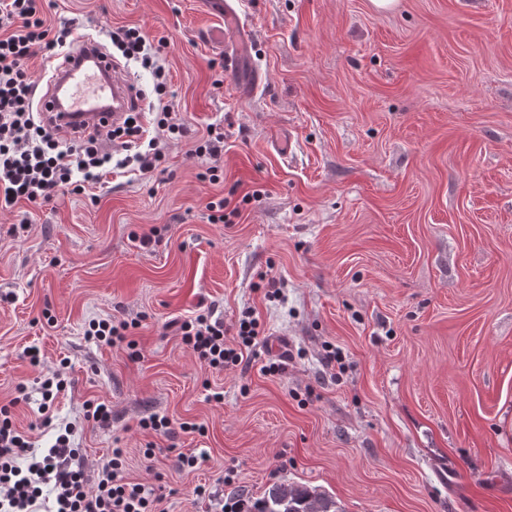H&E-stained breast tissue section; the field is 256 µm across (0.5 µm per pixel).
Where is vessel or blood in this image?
<instances>
[{
	"label": "vessel or blood",
	"instance_id": "1",
	"mask_svg": "<svg viewBox=\"0 0 512 512\" xmlns=\"http://www.w3.org/2000/svg\"><path fill=\"white\" fill-rule=\"evenodd\" d=\"M118 71L91 34L79 35L39 96L41 119L71 141L118 125L138 104L134 81L119 77Z\"/></svg>",
	"mask_w": 512,
	"mask_h": 512
}]
</instances>
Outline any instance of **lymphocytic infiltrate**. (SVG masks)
<instances>
[{
  "mask_svg": "<svg viewBox=\"0 0 512 512\" xmlns=\"http://www.w3.org/2000/svg\"><path fill=\"white\" fill-rule=\"evenodd\" d=\"M67 30H53L38 12L37 0H0V204L13 206L49 200L55 193L72 189L80 194L103 183L113 169L137 162L141 173L156 169L165 154L159 146L162 133L178 134L171 106L166 101L167 84L162 68L156 67V48L139 29L114 32L112 42L129 60L153 68L159 97L151 105L157 135L149 137L141 115L127 117L123 125L94 132L60 150L52 133L34 110L35 79L29 60L40 52L65 48ZM121 141L123 148L134 149L133 159L113 160L105 142ZM259 323L252 315L239 319L237 346L224 341V323L211 311H203L179 326L182 341L209 369L251 361L258 344ZM27 466H19L20 458ZM121 449H113L101 461L98 478L88 483L78 449L68 435H59L41 456L31 453L29 441L13 424L10 406H0V512H42L52 504L53 512H157L161 501L154 490L127 481L123 474ZM52 491L45 501L44 491Z\"/></svg>",
  "mask_w": 512,
  "mask_h": 512,
  "instance_id": "f902f5d3",
  "label": "lymphocytic infiltrate"
}]
</instances>
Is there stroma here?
I'll list each match as a JSON object with an SVG mask.
<instances>
[{
    "instance_id": "35a3bbf8",
    "label": "stroma",
    "mask_w": 512,
    "mask_h": 512,
    "mask_svg": "<svg viewBox=\"0 0 512 512\" xmlns=\"http://www.w3.org/2000/svg\"><path fill=\"white\" fill-rule=\"evenodd\" d=\"M228 2L241 74L207 38L224 25L208 0H39L103 46L129 27L163 42L185 135L152 173L0 210V405L25 387L13 423L34 454L71 431L88 478L123 449L165 512H233L275 485L342 512H512V0ZM211 127L223 151L196 156ZM207 309L229 344L256 313L255 360L191 354L177 324ZM108 317L138 319V359L87 338ZM90 399L110 425L85 420ZM153 414L175 433L141 429Z\"/></svg>"
}]
</instances>
